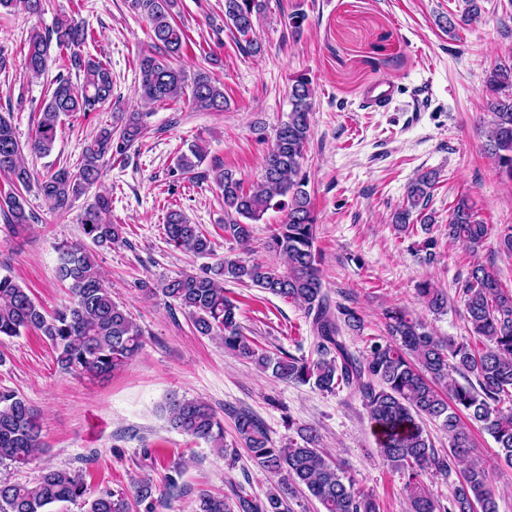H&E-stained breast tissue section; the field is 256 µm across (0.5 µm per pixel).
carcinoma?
I'll list each match as a JSON object with an SVG mask.
<instances>
[{"mask_svg": "<svg viewBox=\"0 0 512 512\" xmlns=\"http://www.w3.org/2000/svg\"><path fill=\"white\" fill-rule=\"evenodd\" d=\"M130 8L145 18L152 32L151 49L138 57L139 96L146 102L177 100L190 89L191 105L199 111L221 112L227 105L224 87L205 72L188 77L175 65L188 43V35L175 20L178 0H129ZM45 0H0V9L44 11ZM266 0H224V19L245 42L244 51L256 54L262 45L254 37L255 25L266 12ZM87 29L72 17L56 21L48 32L35 31L26 45L25 66L32 77L43 75L51 44L63 51L85 43ZM71 66L83 72L74 86L58 77L41 105L30 149L49 155L55 145L61 116L87 114L112 104L113 78L109 61L84 58L72 52ZM512 63L497 64L487 78L492 120L486 128V149L499 174L512 181ZM291 111L275 129L265 154L261 180L249 189L230 170L219 174L224 193V239L239 243L251 237L252 225L277 206L284 211L265 243L267 259L248 262L218 260L196 273L184 272L160 283L162 294L184 310L201 336L217 337L224 348L255 362L284 382L310 385L323 393L347 389L361 395L375 429L380 456L403 478L407 512H499L497 494L486 464L474 456L473 427L490 435L498 456L512 465V291L500 287L495 271L476 265L461 281L470 335L482 348L445 342L405 307L384 313L387 336L370 337L361 351H353L346 334L363 329L358 312L333 302L324 289L318 225L306 190L304 170L313 109V89L307 75L291 78ZM144 112H119L116 125L102 130L84 148L77 169L61 167L38 183L41 194L57 210L69 209L103 173L105 157L121 155L137 142L145 129ZM205 160L204 150L193 145L176 160L173 172L195 175ZM0 172L15 186L26 187L31 174L22 160V147L10 119L0 116ZM434 188L430 173L418 175L408 186L406 204L393 217L398 231H414V221L430 231L432 216L424 213ZM9 222L27 224L23 200L17 194L3 199ZM84 234L98 246L123 239L122 226L112 223V198L99 194L83 218ZM167 241L176 249L199 256L211 255V238L177 209L168 211ZM491 228L478 219L474 205L462 196L448 207V240L475 251L485 246ZM58 278L69 282L72 299L50 314L29 291L9 275H0V338L26 330L44 337L65 374L107 376L132 361L143 348V333L124 306L112 299L91 255L81 246L58 248ZM255 287L286 300L304 311L313 335V356L290 353L270 355L244 335L238 305L224 294V282ZM422 303L433 313L448 309V297L424 282L418 288ZM466 383H460L455 375ZM164 411L169 426L195 440L224 451V422L205 402L168 397ZM440 423L448 435V449L438 452L424 419ZM238 440L258 467L280 477L266 500L257 501L238 490L236 505L222 494L201 492L195 512H289L287 499L307 493L322 512H380L371 495L355 487L341 465L320 448L311 428L299 429L298 439L278 447L252 414L235 416ZM45 450L34 409L16 391L0 387V463L16 470L36 462ZM461 479L447 503L427 491L420 479L427 469L447 473L458 465ZM156 486L148 479L134 480L126 490L90 493L80 474L48 469L33 483L0 480V512H51L60 503L80 504L84 512H154Z\"/></svg>", "mask_w": 512, "mask_h": 512, "instance_id": "1", "label": "carcinoma"}]
</instances>
